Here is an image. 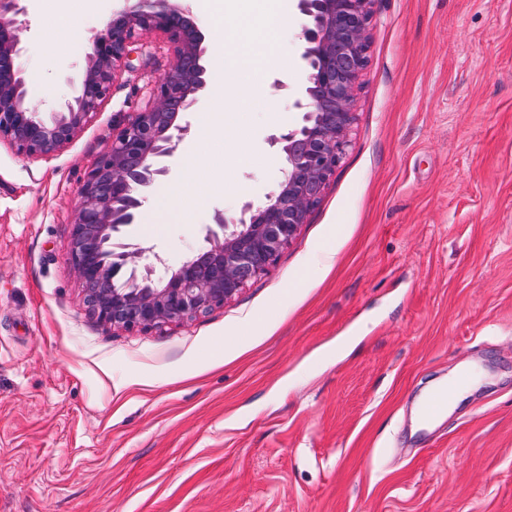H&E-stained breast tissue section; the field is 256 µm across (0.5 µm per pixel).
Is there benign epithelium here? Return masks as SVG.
I'll use <instances>...</instances> for the list:
<instances>
[{"label": "benign epithelium", "mask_w": 512, "mask_h": 512, "mask_svg": "<svg viewBox=\"0 0 512 512\" xmlns=\"http://www.w3.org/2000/svg\"><path fill=\"white\" fill-rule=\"evenodd\" d=\"M19 0H0V143L27 157L49 158L70 144L99 112L130 48L153 32L166 36L174 60L150 104L121 130L85 174L79 190L69 260L87 313L132 331L191 321L231 300L266 273L316 209L350 144L354 102L367 64L373 0H297L304 79L292 102L304 124L273 138L287 167L277 189L240 214L217 211L210 248L158 282L139 266L129 242L153 185L166 176L187 131L181 124L208 87L210 47L182 0H133L89 38L78 94L45 118L33 104L19 65L23 26Z\"/></svg>", "instance_id": "obj_1"}]
</instances>
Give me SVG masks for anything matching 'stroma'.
Here are the masks:
<instances>
[{
	"instance_id": "1",
	"label": "stroma",
	"mask_w": 512,
	"mask_h": 512,
	"mask_svg": "<svg viewBox=\"0 0 512 512\" xmlns=\"http://www.w3.org/2000/svg\"><path fill=\"white\" fill-rule=\"evenodd\" d=\"M127 5L21 0L42 115ZM202 11L210 43L218 17H273L271 0ZM299 34L295 15L263 88L208 141L224 69L207 54L208 89L132 229L156 275L208 248L215 211L276 189L272 138L303 123ZM367 57L351 145L307 224L231 301L161 329L90 318L68 248L84 175L150 102L166 37L136 43L57 156L0 144V512H512V0H373ZM191 160L205 202L152 227ZM471 367L484 383L416 428L420 393Z\"/></svg>"
}]
</instances>
